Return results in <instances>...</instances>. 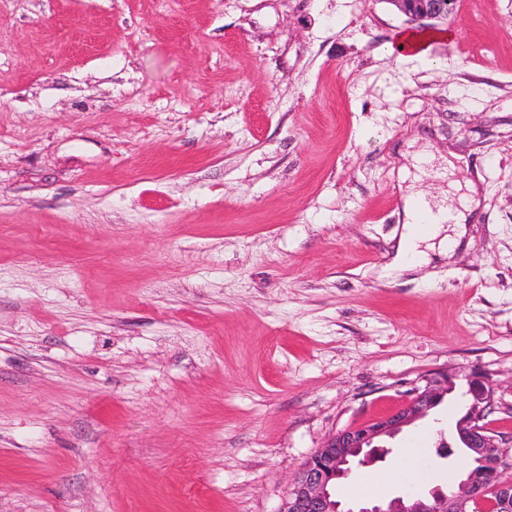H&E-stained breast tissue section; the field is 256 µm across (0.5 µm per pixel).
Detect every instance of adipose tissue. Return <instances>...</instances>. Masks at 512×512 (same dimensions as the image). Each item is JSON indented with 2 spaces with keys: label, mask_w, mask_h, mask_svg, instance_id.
Returning <instances> with one entry per match:
<instances>
[{
  "label": "adipose tissue",
  "mask_w": 512,
  "mask_h": 512,
  "mask_svg": "<svg viewBox=\"0 0 512 512\" xmlns=\"http://www.w3.org/2000/svg\"><path fill=\"white\" fill-rule=\"evenodd\" d=\"M468 207L453 210L445 208L431 209L429 203L414 191H407L403 197L404 223L402 233L397 242L396 250L401 261L409 267L422 263L426 255L421 249L424 242L437 238L442 229L444 218H451L456 225H464L467 220ZM431 214L433 222L430 225H421L422 215ZM428 472L423 466L418 449H411L404 455L400 465L394 470L379 474L363 475L361 483L371 486L372 493H379L384 487L393 483L411 484L427 477Z\"/></svg>",
  "instance_id": "ef3b65f1"
}]
</instances>
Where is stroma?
<instances>
[{"label":"stroma","mask_w":512,"mask_h":512,"mask_svg":"<svg viewBox=\"0 0 512 512\" xmlns=\"http://www.w3.org/2000/svg\"><path fill=\"white\" fill-rule=\"evenodd\" d=\"M391 0H0V512H278L333 431L437 372L512 435V0L426 59ZM409 172L400 181L399 168ZM472 193L394 263L402 195ZM437 38L430 31L410 30L397 36L395 44L390 46L389 52L396 53L398 60H410L426 55L429 44ZM403 45V48H400Z\"/></svg>","instance_id":"stroma-1"}]
</instances>
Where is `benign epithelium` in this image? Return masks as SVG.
<instances>
[{
  "mask_svg": "<svg viewBox=\"0 0 512 512\" xmlns=\"http://www.w3.org/2000/svg\"><path fill=\"white\" fill-rule=\"evenodd\" d=\"M400 12L419 24L446 20L454 14L456 0H391ZM470 404L454 428V444L440 437L436 455L448 457L461 449L477 464L446 489L435 486L423 496H398L384 503L368 500L347 506L336 499V485L348 476L354 463L365 464L384 450L404 428L430 416L453 391L446 373L431 377L412 391L395 411L368 423L345 427L330 434L298 468L278 512H472L489 492L495 493L493 512H512V482L501 480V468L512 453V437L492 431L486 422L491 413L494 384L482 374L467 378Z\"/></svg>",
  "mask_w": 512,
  "mask_h": 512,
  "instance_id": "7a95c632",
  "label": "benign epithelium"
}]
</instances>
